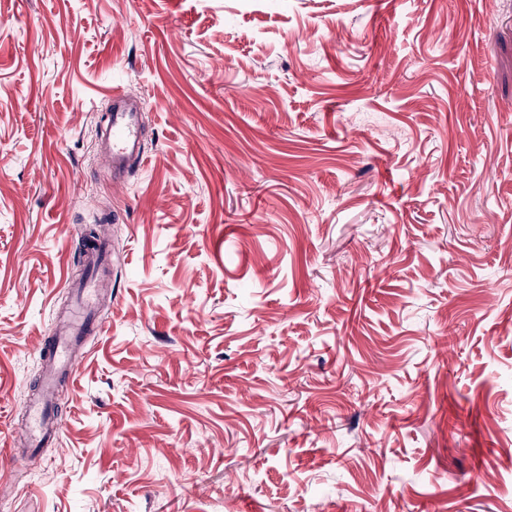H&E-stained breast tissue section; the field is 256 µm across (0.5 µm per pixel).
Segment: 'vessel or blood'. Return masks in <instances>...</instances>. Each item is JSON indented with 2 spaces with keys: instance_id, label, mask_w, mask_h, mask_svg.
Masks as SVG:
<instances>
[{
  "instance_id": "vessel-or-blood-1",
  "label": "vessel or blood",
  "mask_w": 512,
  "mask_h": 512,
  "mask_svg": "<svg viewBox=\"0 0 512 512\" xmlns=\"http://www.w3.org/2000/svg\"><path fill=\"white\" fill-rule=\"evenodd\" d=\"M111 108L106 114V136L102 148L107 154L113 180L125 178L132 167L145 165L147 158L142 141V109L136 96L116 89L110 96ZM110 256L107 236L95 238L85 250L88 268L86 278L75 283L77 310L58 320L40 354L45 361V380L38 401L32 402L24 425L29 445L41 447L49 440L59 438L62 425L53 420L52 410L61 397L57 389L60 375H75L79 361L76 352L83 336L100 335L106 329L104 322L94 316L102 288L107 287L105 270Z\"/></svg>"
}]
</instances>
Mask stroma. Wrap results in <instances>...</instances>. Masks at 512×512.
Listing matches in <instances>:
<instances>
[{
	"label": "stroma",
	"instance_id": "35a3bbf8",
	"mask_svg": "<svg viewBox=\"0 0 512 512\" xmlns=\"http://www.w3.org/2000/svg\"><path fill=\"white\" fill-rule=\"evenodd\" d=\"M0 512H512V0H0ZM111 109L106 114V136L102 148L107 154L112 179L125 178L133 166H144L147 158L142 141V109L136 96L123 90H112L108 96ZM110 256V243L105 235L95 238L85 250L88 268L86 278L78 283L69 282L67 288H74L77 311L57 321L48 341L43 343L40 355L45 361V380L38 401L32 402L24 425L25 435L30 446L43 447L50 439H58L62 424L53 420L54 405L62 404L57 389L60 375L73 377L79 361L76 356L81 345V337L91 333L100 336L106 329L103 321L94 317L102 288H108L105 270Z\"/></svg>",
	"mask_w": 512,
	"mask_h": 512
}]
</instances>
